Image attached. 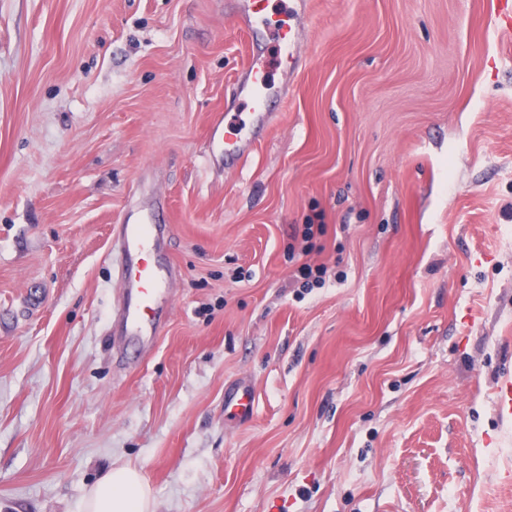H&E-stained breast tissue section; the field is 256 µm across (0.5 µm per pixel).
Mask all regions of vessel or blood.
I'll list each match as a JSON object with an SVG mask.
<instances>
[{
	"instance_id": "vessel-or-blood-1",
	"label": "vessel or blood",
	"mask_w": 512,
	"mask_h": 512,
	"mask_svg": "<svg viewBox=\"0 0 512 512\" xmlns=\"http://www.w3.org/2000/svg\"><path fill=\"white\" fill-rule=\"evenodd\" d=\"M258 0H236L234 14L239 30L253 38H269L279 45L278 66L283 76V90H291L301 71L304 57L301 45L307 38V23L311 0H291L293 17L288 25L262 23L256 8ZM269 60L264 50L253 49L247 66L237 75L232 86L236 101L249 105L252 124L269 129L275 117L265 109L269 94L265 76ZM215 127L223 128L221 147L224 166L231 169L247 159L256 147L255 140L239 136L232 113L218 114ZM160 201H143L131 207L126 223L116 226L112 238V254L121 268L122 304L116 319L125 338L136 341L142 348L155 343L162 325L158 314L178 271L164 260V240L167 225L158 223L156 215Z\"/></svg>"
}]
</instances>
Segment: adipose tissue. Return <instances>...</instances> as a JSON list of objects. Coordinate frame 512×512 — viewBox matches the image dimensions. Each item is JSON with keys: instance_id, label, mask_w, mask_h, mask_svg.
Wrapping results in <instances>:
<instances>
[{"instance_id": "1", "label": "adipose tissue", "mask_w": 512, "mask_h": 512, "mask_svg": "<svg viewBox=\"0 0 512 512\" xmlns=\"http://www.w3.org/2000/svg\"><path fill=\"white\" fill-rule=\"evenodd\" d=\"M153 495L138 467L104 472L85 497L81 512H152Z\"/></svg>"}]
</instances>
